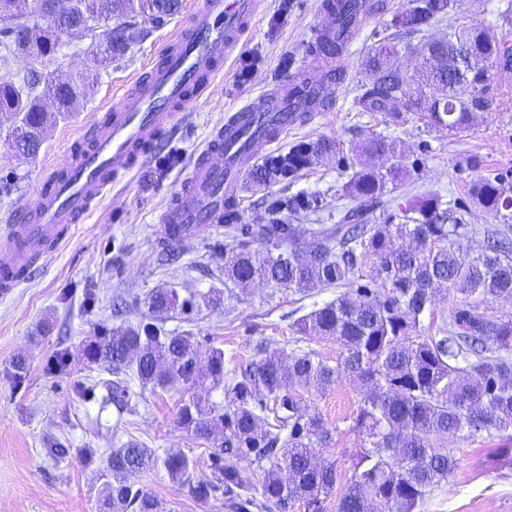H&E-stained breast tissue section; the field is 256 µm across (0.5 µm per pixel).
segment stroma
<instances>
[{
    "mask_svg": "<svg viewBox=\"0 0 512 512\" xmlns=\"http://www.w3.org/2000/svg\"><path fill=\"white\" fill-rule=\"evenodd\" d=\"M200 2L182 0L180 13L159 27L138 21L125 57L106 65L94 59L88 34L65 37L49 69L65 79L89 72L93 82L78 111L48 127L36 156L0 148V225L27 203L42 172L63 157L83 126L116 104L134 78L156 61L160 45ZM264 2L222 74L197 106L179 117L176 134L162 137L150 158L74 226L70 238L21 288L0 295V512H101L100 471L110 450L130 439L160 455L177 450L207 460L208 448L178 428V405L192 396L223 404L222 389L206 381L162 392L135 383L130 405L120 414L107 401L112 375L85 358L86 346L102 327L133 323L147 314L148 297L156 289L174 288L184 297L223 291L221 306L167 319L164 326L195 336L200 352L223 348L225 370L243 368L260 346L286 357L302 345L329 361L339 358L335 340L314 335L300 345L293 329L297 318L335 299L337 289L307 296L275 292L259 283L243 294L225 289L220 224L205 227L174 254L159 244L163 212L210 131L250 97L304 68L311 31L322 20L320 0H293L292 10L284 15L278 12L280 0ZM379 2L380 10L366 18L342 56L341 78L330 89L332 111L289 129L278 143L256 144L251 163L260 165L264 157L300 142L338 140L348 145L387 135L390 149L374 158V165L386 170L400 159L409 164L392 199L404 204L429 193L442 194L468 210L476 233L464 247L477 249L500 220L474 203L471 185L482 176L512 174V70L493 68L488 109L477 113L460 133L427 128L413 116L394 126L383 113L357 111L354 100L368 80L364 60L373 33L390 27L395 14L407 6V0ZM498 6L499 0H465L453 22L497 27L499 36L512 45V27L498 25ZM346 180L331 154L294 178L289 192L317 193L324 203L319 216H299V223H335L336 198ZM60 351L66 352L67 361L53 366ZM19 358L26 362L20 378L12 369ZM364 394L362 385L346 378L322 390L300 392L331 430V445L323 454L335 461L345 479L352 475L361 451L352 425ZM59 441L69 454L55 462L44 451ZM447 444L456 458L454 473L430 492L419 512H512V446L502 447L496 439L456 436L448 437ZM140 483L161 502L164 512H233L220 497L196 501L160 468L144 474Z\"/></svg>",
    "mask_w": 512,
    "mask_h": 512,
    "instance_id": "1",
    "label": "stroma"
}]
</instances>
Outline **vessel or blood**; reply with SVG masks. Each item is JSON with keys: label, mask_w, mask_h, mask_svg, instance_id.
Here are the masks:
<instances>
[{"label": "vessel or blood", "mask_w": 512, "mask_h": 512, "mask_svg": "<svg viewBox=\"0 0 512 512\" xmlns=\"http://www.w3.org/2000/svg\"><path fill=\"white\" fill-rule=\"evenodd\" d=\"M262 0H202L189 28L167 40L120 103L88 123L81 147L45 171L27 207L13 214L0 239V292L11 293L33 266L56 251L94 206L151 154L172 129L176 113L193 108L220 74L258 15ZM324 68L298 75L229 115L192 161L163 219L162 241L189 239L200 226L224 219V198L234 195L248 166L251 140L272 142L300 122L302 113L330 104Z\"/></svg>", "instance_id": "vessel-or-blood-1"}]
</instances>
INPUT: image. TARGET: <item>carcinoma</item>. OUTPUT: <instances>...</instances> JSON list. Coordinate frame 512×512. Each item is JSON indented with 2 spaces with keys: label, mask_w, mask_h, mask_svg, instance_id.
<instances>
[{
  "label": "carcinoma",
  "mask_w": 512,
  "mask_h": 512,
  "mask_svg": "<svg viewBox=\"0 0 512 512\" xmlns=\"http://www.w3.org/2000/svg\"><path fill=\"white\" fill-rule=\"evenodd\" d=\"M463 0H411L395 19L397 33L378 36L367 56L370 74L357 103L364 112H383L397 122L406 111L428 128L462 132L477 110L489 107V70L457 71L455 58L465 52L483 61L512 67V47L485 28L448 25L441 37H423L412 47L418 58L413 74L391 66L397 36L426 33L434 22L456 14ZM180 9V0H0L5 54L16 48L41 63L51 60L67 33L82 30L95 40L104 63L122 59L130 44L132 18L161 24ZM372 5L345 0L336 38L321 39L312 52H344L360 27V15ZM62 17L65 28H46L43 12ZM442 88L427 97L424 86ZM90 87V75L68 81L55 72L33 69L19 81H0V112H12L19 124L0 136L12 152L26 147L36 154L46 128L77 111ZM336 150V165L350 173L345 195L355 205L337 211L334 224H293L305 213L323 209L322 199L305 192L273 193L266 199L265 222L240 223L237 202L224 201V283L241 290L255 280L274 291L311 293L339 287L370 266L369 279L293 323L298 340L313 334L331 338L343 356L330 364L313 350L292 353L288 361L266 350L237 372L224 371V350L212 347L205 357L195 337L163 327L167 315H189L216 305L219 296L180 298L173 289L153 292L149 318L112 328L96 337L86 355L91 364L113 375L112 403L127 408L128 383L153 390L178 391L200 378L224 387V406L192 397L178 410V426L208 444V472L180 452L160 457L136 440L110 451L102 478L104 508L117 512H160L158 500L138 478L163 467L172 484L199 502L224 495L241 509L273 506L288 512L300 502L306 512H323L338 494L336 512H415L427 493L448 480L455 459L443 447L450 435L512 440V318L489 313L483 302L512 299V183L503 175L477 179L473 200L494 213L502 228L487 236L481 250L458 246L476 233L467 212L437 194L411 201L398 211L385 199L407 165L382 171L369 164L389 150L376 135L348 149L336 142H300L249 171L254 184L293 180L320 155ZM246 239L254 250L240 245ZM453 300L448 327L440 336H424L421 317L435 296ZM373 385L355 417L362 450L353 474L340 484L336 464L315 451L326 448L331 431L318 412L293 391L323 388L346 377ZM256 464L252 478L237 461Z\"/></svg>",
  "instance_id": "obj_1"
}]
</instances>
